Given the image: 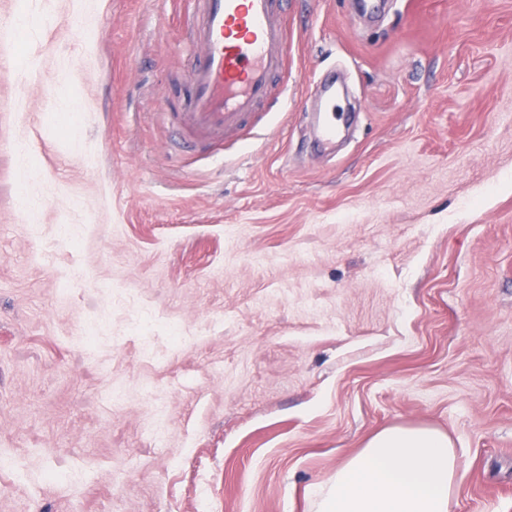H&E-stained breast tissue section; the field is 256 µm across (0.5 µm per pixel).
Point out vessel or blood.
<instances>
[{
    "mask_svg": "<svg viewBox=\"0 0 512 512\" xmlns=\"http://www.w3.org/2000/svg\"><path fill=\"white\" fill-rule=\"evenodd\" d=\"M194 64L179 118L212 137L236 132L271 94L288 44V0H194Z\"/></svg>",
    "mask_w": 512,
    "mask_h": 512,
    "instance_id": "vessel-or-blood-1",
    "label": "vessel or blood"
}]
</instances>
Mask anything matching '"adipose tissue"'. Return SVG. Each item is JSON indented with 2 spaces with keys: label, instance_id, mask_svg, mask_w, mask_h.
I'll return each instance as SVG.
<instances>
[{
  "label": "adipose tissue",
  "instance_id": "1",
  "mask_svg": "<svg viewBox=\"0 0 512 512\" xmlns=\"http://www.w3.org/2000/svg\"><path fill=\"white\" fill-rule=\"evenodd\" d=\"M457 461L447 434L384 429L316 485L314 512H451L460 492Z\"/></svg>",
  "mask_w": 512,
  "mask_h": 512
}]
</instances>
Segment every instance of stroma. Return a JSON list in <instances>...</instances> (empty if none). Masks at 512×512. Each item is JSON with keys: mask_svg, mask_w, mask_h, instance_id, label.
<instances>
[{"mask_svg": "<svg viewBox=\"0 0 512 512\" xmlns=\"http://www.w3.org/2000/svg\"><path fill=\"white\" fill-rule=\"evenodd\" d=\"M192 7L0 0V512H312L397 425L450 437L452 512H512V0H290L270 101L179 153Z\"/></svg>", "mask_w": 512, "mask_h": 512, "instance_id": "1", "label": "stroma"}]
</instances>
